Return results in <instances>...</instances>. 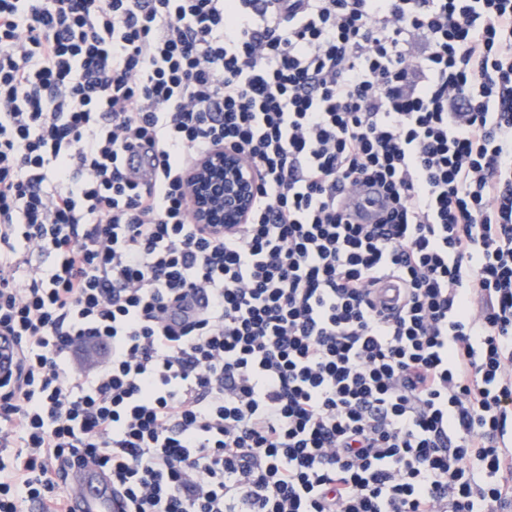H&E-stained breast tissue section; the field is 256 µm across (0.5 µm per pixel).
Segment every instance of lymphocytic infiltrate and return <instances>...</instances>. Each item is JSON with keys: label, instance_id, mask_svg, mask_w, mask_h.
Returning a JSON list of instances; mask_svg holds the SVG:
<instances>
[{"label": "lymphocytic infiltrate", "instance_id": "f902f5d3", "mask_svg": "<svg viewBox=\"0 0 512 512\" xmlns=\"http://www.w3.org/2000/svg\"><path fill=\"white\" fill-rule=\"evenodd\" d=\"M0 336V512H507L512 0H0ZM255 179V171L232 149L202 157L186 176L196 222L216 230L244 224L253 208ZM78 474L81 479L77 483L71 504L74 511L71 512H115L118 509L117 499L98 470L87 468Z\"/></svg>", "mask_w": 512, "mask_h": 512}]
</instances>
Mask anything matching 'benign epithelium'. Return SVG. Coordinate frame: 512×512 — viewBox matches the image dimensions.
Listing matches in <instances>:
<instances>
[{
	"label": "benign epithelium",
	"mask_w": 512,
	"mask_h": 512,
	"mask_svg": "<svg viewBox=\"0 0 512 512\" xmlns=\"http://www.w3.org/2000/svg\"><path fill=\"white\" fill-rule=\"evenodd\" d=\"M255 179V171L232 149L202 157L186 176L196 222L216 230L244 223L253 208Z\"/></svg>",
	"instance_id": "7a95c632"
}]
</instances>
